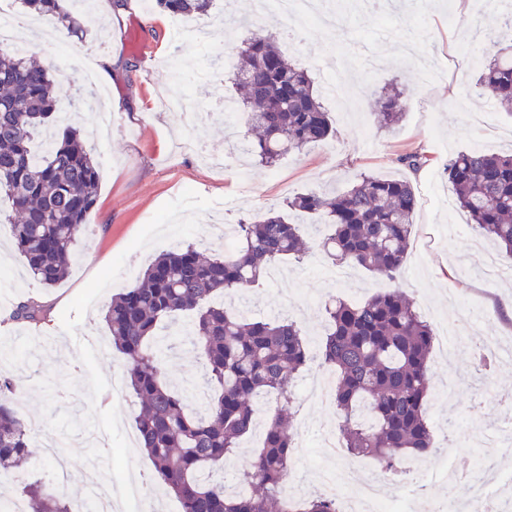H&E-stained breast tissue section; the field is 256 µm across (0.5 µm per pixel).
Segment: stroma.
I'll return each instance as SVG.
<instances>
[{"label": "stroma", "mask_w": 512, "mask_h": 512, "mask_svg": "<svg viewBox=\"0 0 512 512\" xmlns=\"http://www.w3.org/2000/svg\"><path fill=\"white\" fill-rule=\"evenodd\" d=\"M111 0H97L94 13L83 17L78 43L47 44L36 59L54 73H64L70 52L81 61L95 56L116 60L122 74L95 81L78 95L63 84L71 98L70 122L99 164V191L87 227L75 249L68 277L53 287L32 279L13 247L11 226L0 217V310L23 296L53 297L52 332L40 326L14 323L0 330V374L9 375L25 391L16 403L19 415L47 433H66L58 458L36 449V465L23 481L0 473V496H19L22 482L35 480L59 494H79L85 482L82 462L96 449L79 433L90 424L106 444L112 466L105 480L112 494V512H140L142 500L155 501L158 512H180L172 495L156 494L151 463L135 450L130 395L114 397L113 386L124 380L118 354H101L83 347L84 337L105 340L103 313L120 288L133 283L163 250L199 242L212 225L252 221L268 211L285 212L297 193L344 190L361 175L408 179L417 195L407 259L397 282L365 269H351L346 280L329 274L331 263L321 253L304 261L276 263L279 279L262 276L234 301L246 316L280 317L275 295L302 302L294 319L310 343L324 335V304L340 297L357 302L397 285L414 301L435 335L448 336L447 347L431 356L433 389L428 418L437 445H445L449 423H456L458 451L453 466L483 460L475 434L495 430L502 447L486 477L490 487L512 502V487L504 473L512 472V425L491 399L474 408L466 389L476 368V350L488 337L512 342V321L500 311L512 299V287L489 284L487 267L498 249L476 236L468 225L448 182L445 165L457 152L480 148L491 153L512 151V115L480 94V62L493 52L501 13L500 0H472L468 15H460L457 0H386L379 8H360L344 0L335 27L310 24L294 46L278 37L288 59L307 71L314 87L325 91L326 79L345 84L359 101L356 111L324 108L334 134L326 143L284 155L266 167L245 158L244 170L218 171L192 151L188 140L205 149L231 154L221 101L234 98L235 87L225 66L249 37L247 27L222 28L219 18H250L252 0H215L211 17L190 22L197 42L172 29L168 15L150 11L143 0H126L122 14L112 13ZM184 64L179 91L196 102L197 120L179 123L158 106L163 88L173 85L172 69ZM406 90L410 104L391 130L379 128L373 106L384 87ZM418 150L429 158L413 172L397 162L399 154ZM459 391L448 394L447 380ZM302 375L295 396V418L304 422L306 443L290 473L297 483L312 485L325 464L321 436L337 431L334 404H303ZM138 495H130L131 487Z\"/></svg>", "instance_id": "35a3bbf8"}]
</instances>
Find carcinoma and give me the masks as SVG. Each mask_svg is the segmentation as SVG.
<instances>
[{
    "label": "carcinoma",
    "mask_w": 512,
    "mask_h": 512,
    "mask_svg": "<svg viewBox=\"0 0 512 512\" xmlns=\"http://www.w3.org/2000/svg\"><path fill=\"white\" fill-rule=\"evenodd\" d=\"M61 0H22L50 14L79 38V18ZM153 9L181 17L209 14L213 0H151ZM498 49L479 75L483 91L512 111V15H502ZM241 86L249 151L276 164L284 154L325 142L332 135L328 112L308 74L292 65L264 26L245 40L230 72ZM62 82L26 52L0 45V195L10 202L13 242L29 275L46 287L60 283L74 259L79 235L97 200L98 163L79 134L52 132L33 148L34 134L48 128ZM409 105L393 88L379 101L381 128L396 125ZM413 172L427 163L418 152L398 156ZM448 180L471 229L494 241L512 259V154L461 151L448 159ZM418 200L404 178L363 175L345 191L301 193L288 201L290 216L269 214L237 225V244L209 257L193 244L152 261L134 285L112 297L104 315L109 343L126 363L130 394L138 406L137 447L154 469L153 480L180 501L182 512H337L336 500L315 495L303 503L284 500L280 488L294 465L288 407L296 377L311 365L335 377L332 399L338 429L352 456L367 455L379 474H398L413 455L434 451L427 417L431 390L428 360L435 343L431 325L399 289L359 302L325 303L328 329L311 350L288 317H247L225 307L222 297L244 292L278 260L301 259L307 247L299 222L314 215L332 228L315 240L333 263L362 267L397 279L407 258ZM45 310L33 301L14 311L18 321L38 323ZM198 351L206 372L192 404L186 389L166 381L168 358L181 339ZM22 392L0 375V470H21L31 457L33 427L14 409ZM273 396L257 448L224 486V460L252 433L255 402ZM27 512H72L73 500L41 482H26Z\"/></svg>",
    "instance_id": "obj_1"
}]
</instances>
